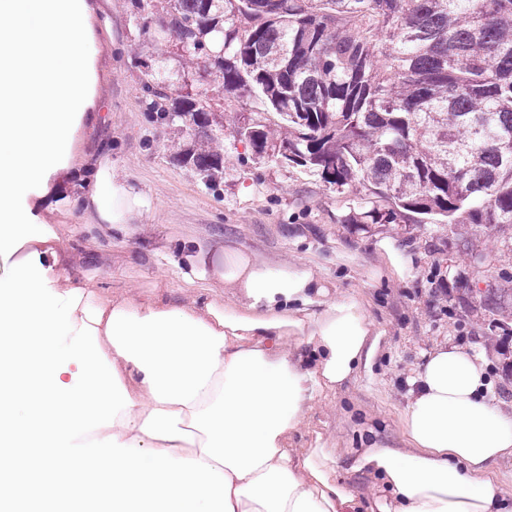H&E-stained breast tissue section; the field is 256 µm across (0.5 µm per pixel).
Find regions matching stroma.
<instances>
[{"label":"stroma","mask_w":512,"mask_h":512,"mask_svg":"<svg viewBox=\"0 0 512 512\" xmlns=\"http://www.w3.org/2000/svg\"><path fill=\"white\" fill-rule=\"evenodd\" d=\"M100 8L98 123L81 135L84 157H109L115 171L150 202L140 229L128 242L105 238L73 223L68 201L49 218L73 250L77 271L100 292L156 294L176 304L210 298L187 287L169 262L178 240L191 238L208 251L229 248L268 262L310 267L327 285V300L357 296L376 323L381 343L369 363L313 403L293 433L297 448L334 449L336 478L361 503L375 495L372 478L347 471L348 453L376 440L406 451L399 419L407 403V379L432 347L449 342L482 350L495 395L512 403V305H485L488 289L512 294V252L483 224H345V196L318 176L257 158L238 140L227 117L253 116L259 106L232 97L205 75L202 62L188 64L174 43L143 33V18L160 17L166 0L148 11L133 0H95ZM174 86L207 91L210 128L224 158V173L207 184L176 153L200 137L184 120L149 108L143 89L147 71ZM397 242L413 261L399 277L378 244ZM447 288L440 296L439 288Z\"/></svg>","instance_id":"obj_1"}]
</instances>
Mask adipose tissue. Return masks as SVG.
Segmentation results:
<instances>
[{"label":"adipose tissue","instance_id":"ef3b65f1","mask_svg":"<svg viewBox=\"0 0 512 512\" xmlns=\"http://www.w3.org/2000/svg\"><path fill=\"white\" fill-rule=\"evenodd\" d=\"M87 0H0V512L34 490L68 512H359L324 448L289 435L315 397L380 343L355 297L312 307L307 267L182 241L186 283L237 288L244 305L102 296L37 217L82 161L97 117ZM70 201L74 223L130 237L150 203L108 158ZM409 451L350 458L379 490L375 512H512L492 470L512 456V413L483 354L443 344L408 381Z\"/></svg>","mask_w":512,"mask_h":512}]
</instances>
